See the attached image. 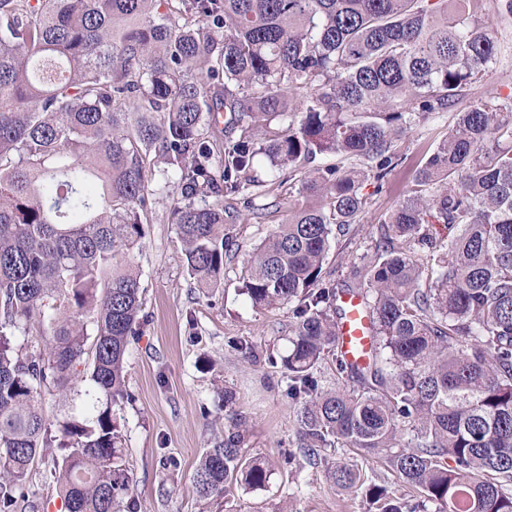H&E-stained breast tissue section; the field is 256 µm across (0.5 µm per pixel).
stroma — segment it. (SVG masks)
I'll use <instances>...</instances> for the list:
<instances>
[{
  "label": "stroma",
  "instance_id": "1",
  "mask_svg": "<svg viewBox=\"0 0 512 512\" xmlns=\"http://www.w3.org/2000/svg\"><path fill=\"white\" fill-rule=\"evenodd\" d=\"M503 2L485 0L482 19L495 37L498 59L469 87L466 102L512 95V13ZM456 119L453 110L431 114L395 142L401 163L382 190L365 184L368 202L354 230L333 242L324 265L327 281L345 280L351 266L361 262L383 221L409 195L417 167ZM255 174L260 186L224 201L241 216L233 226L240 249L224 266L222 286L205 294L193 286L176 227L169 221L175 195L167 190L152 198L151 222L135 253L144 305L139 332L127 351L129 398L117 411L135 480L137 512H366L361 494L336 485L331 466L362 467L379 484L392 479L381 460L364 459L352 448L329 451L326 462L315 466L297 469L285 462L296 452L297 440L282 372L248 360L237 344L257 340L285 353L290 312L285 307L257 312L238 287L253 247L281 223L294 199L288 194L287 171H271L260 158ZM228 389L250 425L248 454L270 460L275 472L265 489L237 488L204 503L195 494L193 476L203 451L224 436L223 395ZM28 494L11 512H31L32 500L43 503V512H56L50 459L36 464Z\"/></svg>",
  "mask_w": 512,
  "mask_h": 512
}]
</instances>
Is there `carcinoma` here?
<instances>
[{
  "label": "carcinoma",
  "mask_w": 512,
  "mask_h": 512,
  "mask_svg": "<svg viewBox=\"0 0 512 512\" xmlns=\"http://www.w3.org/2000/svg\"><path fill=\"white\" fill-rule=\"evenodd\" d=\"M179 2L159 15L158 0H0V512L51 447L43 390L81 382L86 415L58 424L57 496L64 512H133L114 410L143 305L131 254L152 197L170 188L188 275L220 285L237 246L223 198L260 186L259 155L300 174L241 290L260 312L292 308L288 351L265 359L283 368L303 459L384 456L414 498L358 467L331 472L374 512H512V101L458 113L350 283L322 285L363 183L382 188L401 163L393 142L457 108L495 61L479 0ZM218 111L221 160L205 141ZM322 154L359 166L306 170ZM344 292L369 321L359 362L338 333ZM17 332L52 340L24 354ZM234 406L224 390V440L193 477L203 500L272 475L241 448L248 424Z\"/></svg>",
  "instance_id": "carcinoma-1"
}]
</instances>
